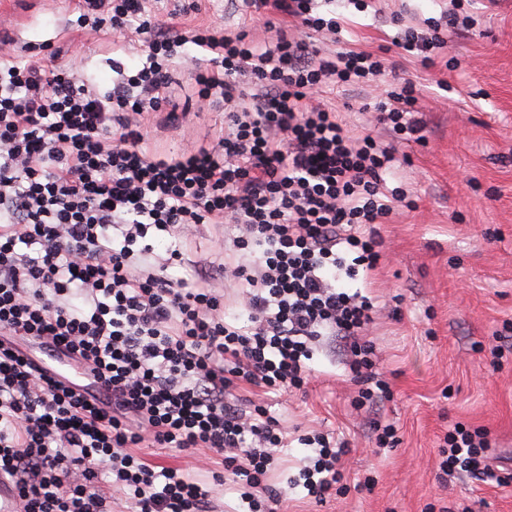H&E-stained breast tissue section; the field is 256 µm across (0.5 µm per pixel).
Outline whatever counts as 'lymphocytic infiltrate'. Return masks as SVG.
<instances>
[{
  "mask_svg": "<svg viewBox=\"0 0 512 512\" xmlns=\"http://www.w3.org/2000/svg\"><path fill=\"white\" fill-rule=\"evenodd\" d=\"M243 2L265 15L270 40L166 23L145 0H79L77 27L144 37V60L113 63L105 90L0 39V478L17 488L18 512H112L115 487L135 512H215L209 490L138 456L150 447L207 451L223 465L215 482L237 484L247 512H275L281 493L266 475L280 422L244 388H301L333 336L350 354L354 408L391 395L361 340L374 304L337 282L376 268L379 224L414 206L385 177L400 143L423 129L415 87L401 81L379 104L389 139L352 135L316 95L369 85L382 57L323 54L289 35L339 33L319 14L332 0ZM473 22L452 10L430 20L431 35L409 28L394 44L430 66ZM189 58L198 98L224 105V131L173 156L152 153L142 121L178 124L171 68ZM202 224L232 225L242 262L169 275L184 263L183 235ZM223 281L242 290L239 317L224 315ZM45 351L81 383L42 368ZM305 443L299 477L323 503L344 478L347 445L321 434ZM489 448L485 432L454 426L439 448L441 476L496 478Z\"/></svg>",
  "mask_w": 512,
  "mask_h": 512,
  "instance_id": "1",
  "label": "lymphocytic infiltrate"
}]
</instances>
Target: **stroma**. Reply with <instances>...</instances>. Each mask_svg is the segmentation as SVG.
<instances>
[{
	"label": "stroma",
	"mask_w": 512,
	"mask_h": 512,
	"mask_svg": "<svg viewBox=\"0 0 512 512\" xmlns=\"http://www.w3.org/2000/svg\"><path fill=\"white\" fill-rule=\"evenodd\" d=\"M460 3L477 24L454 36L431 69L402 58L391 41L400 28L439 16L450 0H374L365 11L344 12L343 38L383 55L387 72L414 81L425 109V142L402 145L409 162L387 178L391 187L406 182L416 206L396 210L381 225L378 268L343 282L377 303L364 339L375 347L393 395L370 412L355 410L358 388L344 351L326 340L314 352L308 384L259 395L285 430L282 466L268 475L283 493L277 512H512V354L498 363L491 355L499 336H512V0ZM77 6V0H0V37L50 44L59 62L83 66L108 88L113 62L131 65L142 40L70 27ZM146 6L187 25L244 29L260 41L268 36L264 17L242 0H146ZM172 77L182 90L175 103L188 111L166 129L146 119L145 143L160 155L180 153L224 128L223 106L185 103L194 93L187 67L175 65ZM385 90L382 84L336 88L323 98L359 135ZM227 237L224 225H201L184 254L237 264L241 256L226 246ZM376 421L396 426V446L378 447ZM458 422L487 431L510 480L439 479V443ZM314 430L349 443L347 488L323 504L287 482L310 453L300 436ZM140 454L212 487L217 512H240L237 487L214 485L211 471L197 469L193 458L162 448ZM368 477L374 480L369 488L363 485Z\"/></svg>",
	"instance_id": "1"
}]
</instances>
